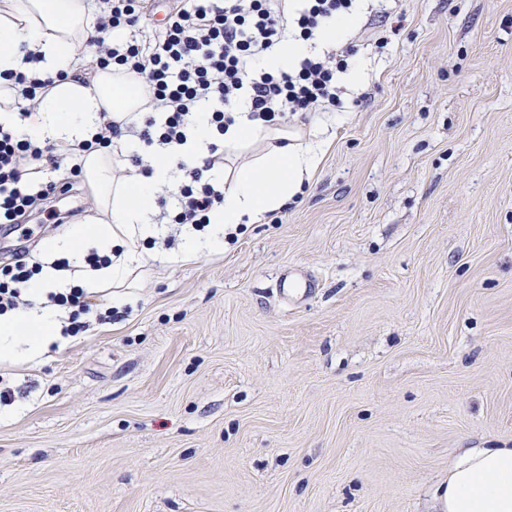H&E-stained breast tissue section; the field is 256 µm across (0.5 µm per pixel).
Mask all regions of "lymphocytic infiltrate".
Returning a JSON list of instances; mask_svg holds the SVG:
<instances>
[{"label": "lymphocytic infiltrate", "instance_id": "lymphocytic-infiltrate-1", "mask_svg": "<svg viewBox=\"0 0 512 512\" xmlns=\"http://www.w3.org/2000/svg\"><path fill=\"white\" fill-rule=\"evenodd\" d=\"M354 0H299L288 11V0H224L217 8L209 0H179L156 37L112 41L114 31L136 27L143 18L145 0H99V12L87 38L97 49L96 66L126 74L147 87L150 112L140 123H117L106 118L91 140L75 151L59 152L50 143L19 138L0 126V224H14L35 197L57 195L80 177L79 153L110 148L115 141L138 133L146 146L165 147L182 142L187 115L199 102L213 105L216 131L234 121L241 95H248L251 119L267 127L285 124L296 112H332L341 107L339 74L347 66L348 50L302 58L290 70L272 74L254 63L287 38L311 39L331 18L349 13ZM11 89L19 120L54 87L52 76L33 69L0 75ZM176 194L178 207L166 213L168 223L204 230L209 214L224 201L220 187L203 181L199 169L180 164ZM42 265L29 251L17 252L0 266V315L31 308L29 283ZM48 306L64 311V336L88 330L82 314L90 307L80 286L66 292L48 291Z\"/></svg>", "mask_w": 512, "mask_h": 512}]
</instances>
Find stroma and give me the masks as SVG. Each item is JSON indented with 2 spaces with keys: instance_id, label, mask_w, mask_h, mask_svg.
Masks as SVG:
<instances>
[{
  "instance_id": "35a3bbf8",
  "label": "stroma",
  "mask_w": 512,
  "mask_h": 512,
  "mask_svg": "<svg viewBox=\"0 0 512 512\" xmlns=\"http://www.w3.org/2000/svg\"><path fill=\"white\" fill-rule=\"evenodd\" d=\"M348 41L288 206L192 261L141 241L88 293L117 318L0 361V512H434L458 449L512 447V0H366Z\"/></svg>"
}]
</instances>
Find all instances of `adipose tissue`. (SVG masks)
Here are the masks:
<instances>
[{
  "label": "adipose tissue",
  "mask_w": 512,
  "mask_h": 512,
  "mask_svg": "<svg viewBox=\"0 0 512 512\" xmlns=\"http://www.w3.org/2000/svg\"><path fill=\"white\" fill-rule=\"evenodd\" d=\"M95 9L92 0H0V73L20 69L21 52L26 49L38 57L36 70L62 76L23 122L17 119L9 92L0 93V125L63 150L90 139L103 116L121 123L144 107L145 90L134 77L97 70L90 83L74 79L83 64L77 46L87 35ZM356 22L353 13L334 19L316 32L312 45L285 42L260 59L258 66L270 71L288 69L309 47L335 46ZM209 117L205 105L193 112L186 140L149 154L151 173L147 176L134 178L125 173L123 157L136 151V144L123 143L116 154L99 150L84 154V178L96 199L97 212L45 244L46 252L69 258L73 271L44 268L32 286L33 294L73 282L89 288L133 287V273L150 260L136 242L160 234L157 194L177 182L172 158L179 155L202 163L211 138ZM224 145L234 151L252 149L253 155L235 166L209 169V178L224 186V202L211 213L207 235L185 239L181 260L222 250L228 228L245 220L261 222L268 212L281 209L302 191L315 167V151L306 142L302 125L260 128L244 102L234 124L224 130ZM91 249L112 255V263L96 269L84 265L81 258ZM55 326L53 313L38 307L0 316V360L41 355L54 338ZM436 501L439 512H512V448L460 449L448 465L447 484Z\"/></svg>",
  "instance_id": "adipose-tissue-1"
}]
</instances>
